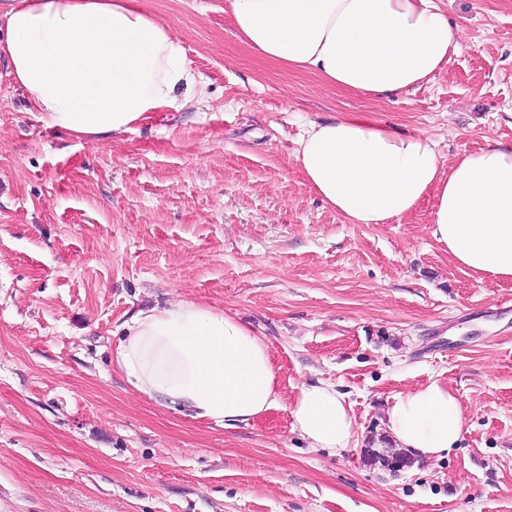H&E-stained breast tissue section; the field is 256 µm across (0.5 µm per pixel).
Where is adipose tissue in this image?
<instances>
[{
  "label": "adipose tissue",
  "mask_w": 512,
  "mask_h": 512,
  "mask_svg": "<svg viewBox=\"0 0 512 512\" xmlns=\"http://www.w3.org/2000/svg\"><path fill=\"white\" fill-rule=\"evenodd\" d=\"M238 36L266 61L327 83L392 97L430 81L461 47L438 0H231ZM11 75L46 127L88 140L117 136L154 112L185 107L196 79L169 28L140 0H14L0 16ZM294 162L305 184L350 224H388L433 197V238L460 268L512 280V146L445 163L433 140L360 115L310 123ZM115 363L162 407L217 424L280 404L266 341L223 310L180 300L123 324ZM310 447L344 449L353 418L333 386L304 383L289 407ZM396 447L418 459L454 448L457 395L439 381L386 410Z\"/></svg>",
  "instance_id": "obj_1"
}]
</instances>
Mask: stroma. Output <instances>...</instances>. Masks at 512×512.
Instances as JSON below:
<instances>
[{"label": "stroma", "instance_id": "35a3bbf8", "mask_svg": "<svg viewBox=\"0 0 512 512\" xmlns=\"http://www.w3.org/2000/svg\"><path fill=\"white\" fill-rule=\"evenodd\" d=\"M203 96L97 141L36 117L0 54V512H512V281L461 270L433 198L349 224L293 163L313 121L362 113L445 160L512 145V0H442L461 48L428 83L373 99L262 60L229 0H142ZM190 300L252 326L282 408L227 427L134 393L125 320ZM439 380L465 426L393 471L363 450L395 396ZM350 405L348 448L313 449L299 384Z\"/></svg>", "mask_w": 512, "mask_h": 512}]
</instances>
